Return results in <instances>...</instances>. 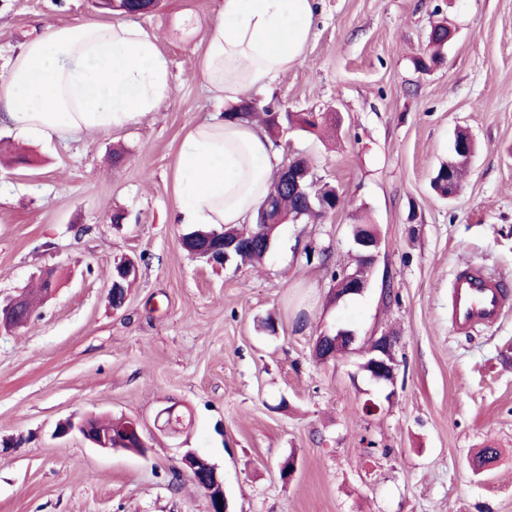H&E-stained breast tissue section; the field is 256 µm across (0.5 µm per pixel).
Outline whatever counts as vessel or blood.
<instances>
[{"label": "vessel or blood", "mask_w": 512, "mask_h": 512, "mask_svg": "<svg viewBox=\"0 0 512 512\" xmlns=\"http://www.w3.org/2000/svg\"><path fill=\"white\" fill-rule=\"evenodd\" d=\"M450 324L455 331L490 327L512 308V287L490 278L480 265L467 264L450 287Z\"/></svg>", "instance_id": "b4317fda"}]
</instances>
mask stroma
<instances>
[{
  "mask_svg": "<svg viewBox=\"0 0 512 512\" xmlns=\"http://www.w3.org/2000/svg\"><path fill=\"white\" fill-rule=\"evenodd\" d=\"M315 2L299 62L258 100L341 114L336 133L286 129L276 144L352 205L281 225L256 267L189 254L172 221L179 145L227 107L199 71L217 0H160L136 16L172 85L139 123L49 140L0 124V146L29 155L0 164V300L56 271L27 324L0 329V512H208L178 470L183 448L219 467L229 512H512V309L466 334L448 324L463 263L512 282V0ZM77 18L113 16L92 0H0V75L40 24ZM441 18L455 36L425 73L414 60ZM462 129L477 153L448 201L430 178ZM362 220L381 254L364 294L336 303L332 274L353 268ZM124 255L138 273L116 309L110 274ZM337 327L396 336L394 396L360 354L315 358ZM174 403L192 423L169 435L154 419ZM102 413L139 419L148 454L55 434ZM487 446L496 459L473 473Z\"/></svg>",
  "mask_w": 512,
  "mask_h": 512,
  "instance_id": "stroma-1",
  "label": "stroma"
}]
</instances>
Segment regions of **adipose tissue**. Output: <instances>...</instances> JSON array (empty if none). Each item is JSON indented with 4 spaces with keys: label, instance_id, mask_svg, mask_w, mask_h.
Instances as JSON below:
<instances>
[{
    "label": "adipose tissue",
    "instance_id": "obj_1",
    "mask_svg": "<svg viewBox=\"0 0 512 512\" xmlns=\"http://www.w3.org/2000/svg\"><path fill=\"white\" fill-rule=\"evenodd\" d=\"M314 0H220L200 74L215 97L268 90L301 58ZM172 92L155 34L134 22L50 24L24 42L0 78V120L22 135L120 129ZM280 156L267 131L223 114L197 124L180 147L178 224H241L263 204Z\"/></svg>",
    "mask_w": 512,
    "mask_h": 512
}]
</instances>
